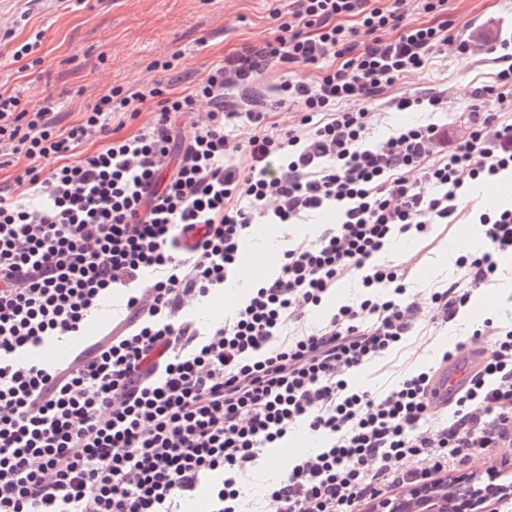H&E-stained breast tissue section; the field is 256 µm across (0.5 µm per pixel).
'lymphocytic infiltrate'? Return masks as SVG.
Here are the masks:
<instances>
[{
    "label": "lymphocytic infiltrate",
    "instance_id": "1",
    "mask_svg": "<svg viewBox=\"0 0 512 512\" xmlns=\"http://www.w3.org/2000/svg\"><path fill=\"white\" fill-rule=\"evenodd\" d=\"M274 17L275 36L225 54L187 94L115 87L65 126L54 104L29 110L19 92H0V169L28 162L16 187L0 188V512H182L204 486L208 512H244L265 449L300 428L320 446L265 483L261 512H354L512 441V323L473 330L487 348L444 421L438 368L380 395L346 381L416 328L456 321L470 288L506 274L512 208L479 215L487 248L459 257L458 278L429 302L408 294L407 267L377 257L453 223L466 180L512 172V122L474 113L462 131L428 123L366 142L368 103L442 47L473 55L485 33L456 40L448 0H288ZM309 66L316 76L300 78ZM272 67L285 77L262 89ZM150 100L153 121L115 137L113 121ZM285 103L293 123L270 132ZM94 136L101 147L83 151ZM325 210L338 223L288 240L278 270L223 321L194 318L237 275L253 225ZM352 276L362 297L309 323ZM117 289L123 315L85 338ZM75 341L74 366L35 354Z\"/></svg>",
    "mask_w": 512,
    "mask_h": 512
}]
</instances>
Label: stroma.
Masks as SVG:
<instances>
[{
    "label": "stroma",
    "instance_id": "stroma-1",
    "mask_svg": "<svg viewBox=\"0 0 512 512\" xmlns=\"http://www.w3.org/2000/svg\"><path fill=\"white\" fill-rule=\"evenodd\" d=\"M285 4L286 0H85L62 10L53 0H0V37L11 35L18 44L41 34L43 57L41 66L23 72L17 65L0 64V89L19 90L32 109L57 103L65 121L72 122L110 88L137 87L153 76L151 62L170 59L177 52L181 59L176 69L156 76L180 92L243 41L275 36L272 14ZM448 8L459 35L469 22L487 19L496 29L512 25V0H450ZM495 72L490 56L462 60L448 48L434 53L425 69L399 81L390 94L445 93L448 103L434 119L460 124L469 118L474 90L493 85ZM464 190L462 213L455 223L433 225L427 234L395 245L387 253L393 264L410 263L414 288H435L451 279L455 247L475 231L473 216L501 206L483 195L481 184L466 183ZM301 234L298 224L257 227L242 257L250 276L227 284V291L244 298L249 284L277 270L283 237ZM488 317L512 320V280L494 290L474 291L456 325L414 333L389 358L387 367L357 371L349 383L358 390L388 389L400 372L439 364L450 345L472 347L469 330ZM490 471L496 472L497 483H512V447L498 444L460 466L457 473L483 477Z\"/></svg>",
    "mask_w": 512,
    "mask_h": 512
}]
</instances>
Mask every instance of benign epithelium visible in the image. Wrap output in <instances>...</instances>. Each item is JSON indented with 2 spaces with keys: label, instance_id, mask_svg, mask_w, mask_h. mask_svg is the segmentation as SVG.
<instances>
[{
  "label": "benign epithelium",
  "instance_id": "1",
  "mask_svg": "<svg viewBox=\"0 0 512 512\" xmlns=\"http://www.w3.org/2000/svg\"><path fill=\"white\" fill-rule=\"evenodd\" d=\"M505 494V488L477 487L471 480L441 477L411 486L394 498L374 501L372 512H486L488 501Z\"/></svg>",
  "mask_w": 512,
  "mask_h": 512
}]
</instances>
